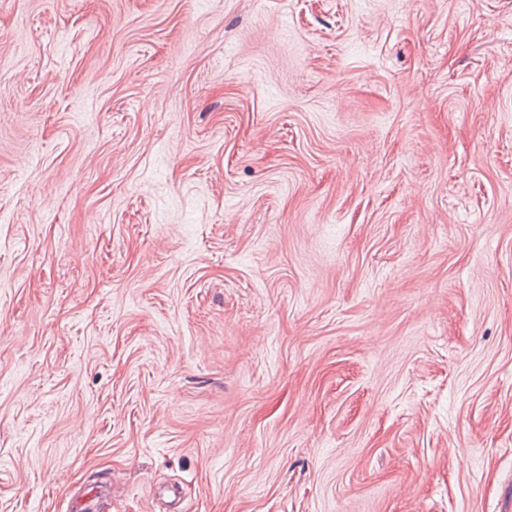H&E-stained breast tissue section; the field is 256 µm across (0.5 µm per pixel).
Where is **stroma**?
Segmentation results:
<instances>
[{
	"instance_id": "35a3bbf8",
	"label": "stroma",
	"mask_w": 512,
	"mask_h": 512,
	"mask_svg": "<svg viewBox=\"0 0 512 512\" xmlns=\"http://www.w3.org/2000/svg\"><path fill=\"white\" fill-rule=\"evenodd\" d=\"M502 512L512 0H0V512Z\"/></svg>"
}]
</instances>
